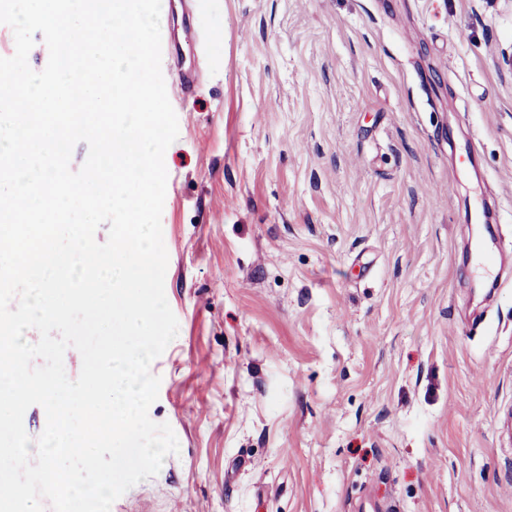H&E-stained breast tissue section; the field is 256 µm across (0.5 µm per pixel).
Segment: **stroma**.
<instances>
[{"instance_id":"1","label":"stroma","mask_w":512,"mask_h":512,"mask_svg":"<svg viewBox=\"0 0 512 512\" xmlns=\"http://www.w3.org/2000/svg\"><path fill=\"white\" fill-rule=\"evenodd\" d=\"M185 2L149 408L179 452L110 512H512V0Z\"/></svg>"}]
</instances>
